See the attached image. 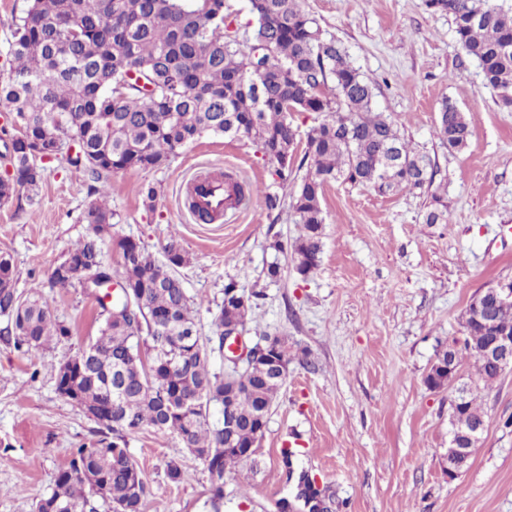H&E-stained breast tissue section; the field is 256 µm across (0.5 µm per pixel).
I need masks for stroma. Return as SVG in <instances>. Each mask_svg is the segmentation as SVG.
<instances>
[{"mask_svg":"<svg viewBox=\"0 0 512 512\" xmlns=\"http://www.w3.org/2000/svg\"><path fill=\"white\" fill-rule=\"evenodd\" d=\"M300 6L375 84L377 110L429 155L432 183L390 196L328 183L323 253L305 279L273 247L293 242L300 225L290 212L269 214L262 194L220 224L197 223L184 205L181 186L203 167L271 185L272 169L250 142L205 134L167 167L112 176L113 235L141 242L157 258L174 236L187 253L178 274L195 302L200 336H211L224 286L234 280L263 293L246 320L245 344L288 341V377L255 453L226 469L220 509L211 505L204 464L178 437L150 427L129 437L147 482L142 512H278L301 469L333 492V512H512V369L480 390L485 429L453 480L446 468L456 388L425 383L440 350L462 337L475 293L512 278V111L495 103L478 63L460 57L451 19L423 0ZM445 99L470 125L460 153L434 135ZM149 184L157 190L151 209L142 197ZM90 185L82 171L49 162L33 199L0 205V254L12 258L17 291L40 287L53 317L74 329L33 361L0 339V512H33L73 452L109 435L57 393L54 372L98 334L94 296L79 283H49L89 233L80 218ZM435 195L448 205L447 223L425 221ZM274 262L282 274L273 281L266 269ZM172 460L187 480H169Z\"/></svg>","mask_w":512,"mask_h":512,"instance_id":"obj_1","label":"stroma"}]
</instances>
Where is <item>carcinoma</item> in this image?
I'll list each match as a JSON object with an SVG mask.
<instances>
[{
	"label": "carcinoma",
	"instance_id": "obj_1",
	"mask_svg": "<svg viewBox=\"0 0 512 512\" xmlns=\"http://www.w3.org/2000/svg\"><path fill=\"white\" fill-rule=\"evenodd\" d=\"M425 7L452 19L456 42L476 60L496 103L512 109V5L506 0H424ZM251 33H240L237 11L227 0H29L15 22L6 56L7 79L0 99L20 120L0 158L12 172L0 177V199H33L43 180L42 157L83 171L99 184L81 221L89 234L64 260L94 269L104 281L118 275L142 299L132 318L101 305L98 336L55 367L68 381L77 405L94 409L121 393L112 442L82 447L56 477L52 493L34 512H141L146 494L143 471L128 452L125 435L145 427L176 435L188 449L207 453L214 498L223 497L224 472L255 452L258 430L283 381L272 369H209L210 351L196 329L193 301L176 268L186 264L178 242L164 247L160 262L140 243L112 237L116 213L107 203L112 174L159 169L177 150L204 133L250 141L273 167L283 190L295 182V149L305 143L310 171L290 194L256 187L273 212L289 206L301 225L300 237L278 251H291L298 275L307 279L323 250L321 207L324 187L342 180L370 187L379 195L421 189L432 182L428 155L409 146L395 121L375 109L373 86L348 59L345 49L323 37L298 0H248ZM315 114L305 135L293 113ZM435 129L448 151L468 148L471 129L464 112L442 101ZM427 223L445 221L447 204L432 196ZM121 258V270L104 267L101 245ZM261 295L231 280L213 322L219 348L225 328L245 325ZM462 346L448 345L455 371L463 355L477 359L490 335L488 324L512 334V303L468 305ZM0 315L4 334L34 356L51 340L73 335L70 325L52 318L39 287L28 295L14 288L13 264L0 255ZM476 381L463 388L451 408L454 427L484 417L476 403L480 386L499 378L494 369L475 367ZM237 412L234 443L224 441V403ZM219 416L210 420V409ZM309 474L298 477L293 501L284 512H332L333 494L314 490Z\"/></svg>",
	"mask_w": 512,
	"mask_h": 512
}]
</instances>
